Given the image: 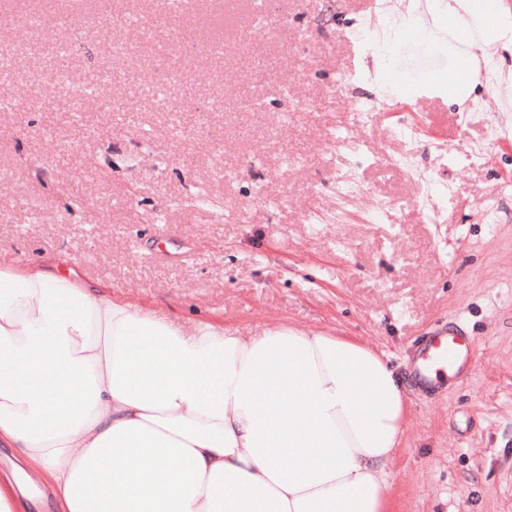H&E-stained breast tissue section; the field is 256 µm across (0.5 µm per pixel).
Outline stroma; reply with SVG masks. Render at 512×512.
<instances>
[{
    "instance_id": "obj_1",
    "label": "stroma",
    "mask_w": 512,
    "mask_h": 512,
    "mask_svg": "<svg viewBox=\"0 0 512 512\" xmlns=\"http://www.w3.org/2000/svg\"><path fill=\"white\" fill-rule=\"evenodd\" d=\"M8 4L35 9L0 0L13 71L0 80V264L52 258L130 302L245 334L333 329L401 370L419 336L456 323L476 351L461 384L413 397L394 512H512V112L487 77L457 104L411 69L425 54L455 74L443 30L379 57L355 32L385 24L381 5L266 0L288 17L268 29L251 0H202L169 58L154 48L161 0H75L76 17L110 25L44 59ZM393 70L410 93L389 97ZM403 124L420 131L414 147L394 134ZM408 149L411 174L394 164ZM349 174L359 190L345 197ZM433 181L448 195H429ZM74 195L85 204L67 210ZM383 202L388 223H370Z\"/></svg>"
}]
</instances>
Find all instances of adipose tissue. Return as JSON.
I'll use <instances>...</instances> for the list:
<instances>
[{"label":"adipose tissue","instance_id":"obj_1","mask_svg":"<svg viewBox=\"0 0 512 512\" xmlns=\"http://www.w3.org/2000/svg\"><path fill=\"white\" fill-rule=\"evenodd\" d=\"M488 45L512 22L433 0ZM385 353L274 325L245 336L42 260L0 265V512L35 472L56 512H393L410 413Z\"/></svg>","mask_w":512,"mask_h":512}]
</instances>
